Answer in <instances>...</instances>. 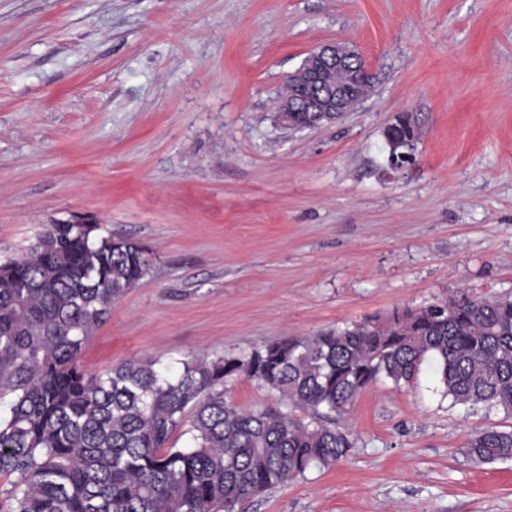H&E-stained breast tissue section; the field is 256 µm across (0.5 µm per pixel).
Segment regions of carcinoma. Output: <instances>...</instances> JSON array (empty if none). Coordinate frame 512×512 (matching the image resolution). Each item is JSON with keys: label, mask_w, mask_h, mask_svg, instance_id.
<instances>
[{"label": "carcinoma", "mask_w": 512, "mask_h": 512, "mask_svg": "<svg viewBox=\"0 0 512 512\" xmlns=\"http://www.w3.org/2000/svg\"><path fill=\"white\" fill-rule=\"evenodd\" d=\"M384 138L418 141L402 124ZM97 229L52 224L28 254L0 265L10 512H239L345 457L352 402L379 381L412 383L427 361L453 402L512 415V300L462 292L242 355L193 357L174 373L151 360L90 372L87 339L150 267L137 242ZM241 376L277 392L283 408L229 405L224 383ZM185 425L192 446H169ZM463 454L478 465L512 461V429L484 428Z\"/></svg>", "instance_id": "cac0c4a2"}]
</instances>
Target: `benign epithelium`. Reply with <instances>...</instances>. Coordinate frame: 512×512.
<instances>
[{
	"mask_svg": "<svg viewBox=\"0 0 512 512\" xmlns=\"http://www.w3.org/2000/svg\"><path fill=\"white\" fill-rule=\"evenodd\" d=\"M375 74L358 53L342 44H326L304 58L288 78V92L277 108L278 119L290 127L291 112H313L316 122H333L353 111L369 94ZM387 163L400 171L414 162V156L400 150L402 143L390 141Z\"/></svg>",
	"mask_w": 512,
	"mask_h": 512,
	"instance_id": "obj_1",
	"label": "benign epithelium"
}]
</instances>
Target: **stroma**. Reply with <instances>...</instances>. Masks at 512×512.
<instances>
[{"instance_id": "1", "label": "stroma", "mask_w": 512, "mask_h": 512, "mask_svg": "<svg viewBox=\"0 0 512 512\" xmlns=\"http://www.w3.org/2000/svg\"><path fill=\"white\" fill-rule=\"evenodd\" d=\"M331 42L373 65L372 94L283 128L289 75ZM404 111L422 135L393 172ZM76 215L151 257L84 347L98 373L512 297V0H0V264ZM224 398L281 405L243 377ZM345 419L346 457L246 512H512V461L462 453L512 417L453 403L432 363Z\"/></svg>"}]
</instances>
